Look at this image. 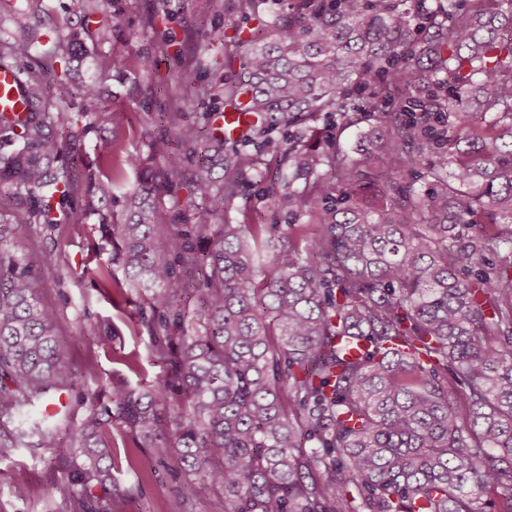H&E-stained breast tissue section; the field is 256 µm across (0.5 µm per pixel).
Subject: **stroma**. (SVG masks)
<instances>
[{
  "mask_svg": "<svg viewBox=\"0 0 512 512\" xmlns=\"http://www.w3.org/2000/svg\"><path fill=\"white\" fill-rule=\"evenodd\" d=\"M160 4L175 19L169 29L194 44L210 29L223 26L234 0H102L99 16L108 22V40L103 47L147 57L154 64L147 71L134 67L113 77L101 68V46L91 40L71 58V85L101 82L105 105L115 118L114 124L85 136L81 161L95 158L97 145L110 137L112 129H119V144L129 153L145 151L151 137L165 133L158 114L166 99L158 92L157 84L160 79L193 66L195 55L188 50L178 57L160 56L158 46L169 29L149 22ZM375 124V118L366 117L359 125L348 128L336 115L319 113L316 125L324 136L316 151L321 154L340 148L352 157H361L371 146ZM270 188L281 194L286 191L283 184L247 175L230 212L232 220L276 226L278 232L289 233L296 247H304L305 229L294 224L287 212L268 208L265 192ZM27 216V202L7 195L0 187V219L14 225L16 232L11 242L17 253L52 257L50 264L35 263L33 273L42 303L56 314L60 346L74 363L76 381L63 392L59 404L45 403L32 412L33 418L48 419L54 427L59 450L23 448L11 459L0 462V512H63L61 498L52 493L51 486L62 478L58 456L69 451V424L79 421L85 412L79 399L82 389L118 379L134 384L164 378L170 363L158 353L155 339L166 336L168 330L161 326L159 316L151 313L137 289L114 288L113 280L123 277V270H116L111 279L93 275V268L107 265L112 255V244L102 235L97 215H87L83 223L64 224L36 238L29 235ZM110 441L121 489L107 497V512H182L180 490L190 482L196 485L194 512H224L223 501L204 483L194 482L192 475L174 461L157 458L151 467H144L149 451L134 445L126 431L112 430Z\"/></svg>",
  "mask_w": 512,
  "mask_h": 512,
  "instance_id": "stroma-1",
  "label": "stroma"
}]
</instances>
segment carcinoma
<instances>
[{
    "label": "carcinoma",
    "instance_id": "1",
    "mask_svg": "<svg viewBox=\"0 0 512 512\" xmlns=\"http://www.w3.org/2000/svg\"><path fill=\"white\" fill-rule=\"evenodd\" d=\"M9 2L0 0V62L40 51L60 63L53 76L65 86L95 0H79L80 30L45 48L31 15ZM263 2L235 0L199 47L217 51L233 31L246 79L200 84L185 68L162 85L161 117L175 134L125 158L137 184L119 223L109 205L122 186L92 169L111 162L113 142L89 163L83 190L67 159L111 121L99 84L79 88L76 111L65 94L46 101L47 71L30 67L20 72L29 111L0 112V186L29 203L31 233L98 215L112 262L178 331L164 350L177 388L119 380L84 390L75 461L59 484L69 512L118 487L106 440L114 426L173 457L224 512H512V37L501 36L512 31V0H438V22L421 0H299L272 21ZM251 22L274 26L277 40L256 44ZM100 60L115 74L129 63ZM194 100L258 119L223 156L218 180L206 171L224 130L210 115L187 121ZM319 112L347 126L376 117L382 150L327 153L318 173L313 144L289 130ZM179 149L199 170L189 185L199 203L166 239L163 199L185 177L161 160ZM408 154L435 158L425 192ZM258 155L301 183L268 198L315 225L303 252L284 234L225 220ZM368 190L381 206L363 207ZM195 273L191 305L184 275ZM55 321L0 219L1 461L57 447L53 430L28 418L75 379Z\"/></svg>",
    "mask_w": 512,
    "mask_h": 512
}]
</instances>
